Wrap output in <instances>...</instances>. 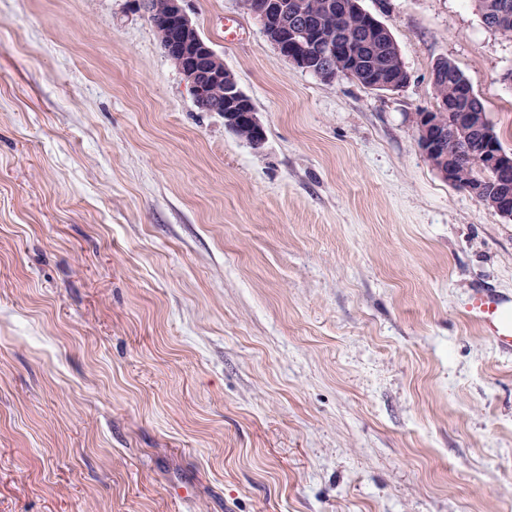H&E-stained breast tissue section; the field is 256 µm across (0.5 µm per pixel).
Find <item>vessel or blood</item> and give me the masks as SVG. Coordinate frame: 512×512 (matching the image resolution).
Listing matches in <instances>:
<instances>
[{
  "mask_svg": "<svg viewBox=\"0 0 512 512\" xmlns=\"http://www.w3.org/2000/svg\"><path fill=\"white\" fill-rule=\"evenodd\" d=\"M465 313L500 352L512 354V295L492 288L475 289Z\"/></svg>",
  "mask_w": 512,
  "mask_h": 512,
  "instance_id": "obj_1",
  "label": "vessel or blood"
}]
</instances>
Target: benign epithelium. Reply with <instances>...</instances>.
Wrapping results in <instances>:
<instances>
[{"instance_id": "obj_1", "label": "benign epithelium", "mask_w": 512, "mask_h": 512, "mask_svg": "<svg viewBox=\"0 0 512 512\" xmlns=\"http://www.w3.org/2000/svg\"><path fill=\"white\" fill-rule=\"evenodd\" d=\"M182 0H141L144 16L163 27L176 28L175 38L163 43V49L171 58L176 59L177 70L186 81L193 100L203 112L224 113L225 123L238 128L247 126L255 130L262 124L255 108L241 94L234 76L224 71V62L218 54L205 45L196 27L184 11ZM246 10L259 20L263 31L275 45L279 53L289 62L306 71H316L326 81L332 82L341 76L349 77L360 85L379 91H395L403 83L373 78L372 83L364 80L357 70L347 48L337 43L327 45L320 51H313L317 30L322 19L316 13H308L300 6L298 13L286 20L282 16L280 0H247ZM349 9L364 15V30L370 39H382L389 36L387 26L372 14L360 9L358 0H351ZM224 81V99H215L210 94L211 86ZM452 108L442 104L432 109L420 111L415 125L418 143L425 155H435L448 139V128L441 113ZM479 130L481 142L473 154L476 168L503 178L512 174V154L498 146L492 125L484 112H464L458 119L457 132L461 136ZM501 217L512 220V194L507 191L484 201Z\"/></svg>"}]
</instances>
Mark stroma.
Wrapping results in <instances>:
<instances>
[{
	"mask_svg": "<svg viewBox=\"0 0 512 512\" xmlns=\"http://www.w3.org/2000/svg\"><path fill=\"white\" fill-rule=\"evenodd\" d=\"M252 99L200 111L139 0H0V512H512V221L416 112L451 60L512 151V35L388 0L397 91L185 0ZM465 313L500 352L512 354V295L477 288L469 296Z\"/></svg>",
	"mask_w": 512,
	"mask_h": 512,
	"instance_id": "stroma-1",
	"label": "stroma"
}]
</instances>
